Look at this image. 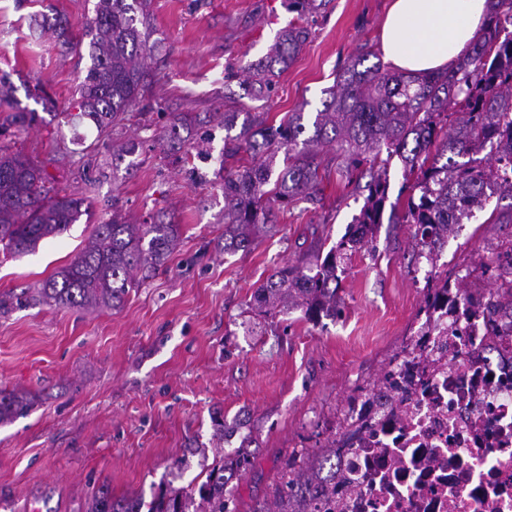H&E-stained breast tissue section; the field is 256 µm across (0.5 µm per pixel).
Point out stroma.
I'll use <instances>...</instances> for the list:
<instances>
[{
  "instance_id": "stroma-1",
  "label": "stroma",
  "mask_w": 512,
  "mask_h": 512,
  "mask_svg": "<svg viewBox=\"0 0 512 512\" xmlns=\"http://www.w3.org/2000/svg\"><path fill=\"white\" fill-rule=\"evenodd\" d=\"M95 0H0V86L24 126H5L14 143L45 162L70 192L93 182L89 223L71 225L35 251L0 258V295H18L67 265L95 224L120 210L138 224L163 212L181 224L164 268L130 289L116 310L42 305L0 313V389L29 408L0 423V512H86L91 495L151 497L170 484L191 489L205 479L200 452L216 445V419L232 430L224 452L246 450L247 468L226 472L232 512H255L290 454L325 446L340 429L347 401L382 378L391 357L419 327L429 267L481 288L512 269L479 265L512 242V201L490 200L449 236L435 265L417 257L407 224H380L369 245L347 261L336 313L311 322L301 311L262 314L255 289L276 269L333 244L359 214L366 179L336 172V152L322 155L317 203L272 215L270 234L247 251L224 250L222 102L265 112L322 107L346 61L379 52L390 0H326L298 56L269 99L252 98L227 65L266 56L280 30L296 21L287 0H151L161 46L147 61L153 82L145 104H162L139 123L100 139L86 118H71L72 99L90 64L88 45L61 47L40 23L67 19L73 35ZM199 115L194 133L208 159L156 147L167 113ZM144 142L132 161L113 162L112 144ZM498 223H488L489 214Z\"/></svg>"
}]
</instances>
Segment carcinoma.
Segmentation results:
<instances>
[{
	"instance_id": "obj_1",
	"label": "carcinoma",
	"mask_w": 512,
	"mask_h": 512,
	"mask_svg": "<svg viewBox=\"0 0 512 512\" xmlns=\"http://www.w3.org/2000/svg\"><path fill=\"white\" fill-rule=\"evenodd\" d=\"M316 2L288 0V9L303 19L316 12ZM149 8L150 0H96L94 14L83 23L77 43L89 39L90 65L77 104L102 134L137 116L134 109L147 88L145 59L153 49ZM309 34V27L293 22L283 28L271 53L248 68L249 84L270 94L273 78L288 68ZM365 61L363 54L347 62L317 112L301 108L275 125L263 112L224 107L219 170L226 253L249 248L269 231L270 204L285 210L316 200L323 148L336 147L347 180L366 171L371 176L364 205L336 245L305 264L275 270L256 289L252 308L260 312L299 309L312 322L335 314L342 261L372 241L387 207L391 223L415 225V248L431 263L448 236L484 210L490 197L512 200V0H494L484 26L450 71L410 76ZM193 121L188 112L172 114L167 140L184 143L180 130ZM485 150L486 158H477ZM394 157L403 163L402 190L409 191L401 208L389 203L387 169ZM91 208V197L55 187L43 166L0 146L1 253L30 252L41 240L65 233ZM179 238L177 224H131L115 209L71 262L43 282L38 301L119 308L140 283L136 272L158 270ZM453 287L490 313L500 305L512 307V280L473 292L456 278ZM26 409L15 393L0 391V422ZM334 453L329 444L311 455L287 457L262 512H318L320 492L336 487V473H325L321 465ZM247 462L243 452L226 456L220 450L195 492L166 486L146 506L135 495L114 499L101 488L87 512H229L224 471Z\"/></svg>"
}]
</instances>
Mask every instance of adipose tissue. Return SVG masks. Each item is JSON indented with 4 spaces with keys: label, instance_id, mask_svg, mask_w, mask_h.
I'll list each match as a JSON object with an SVG mask.
<instances>
[{
    "label": "adipose tissue",
    "instance_id": "ef3b65f1",
    "mask_svg": "<svg viewBox=\"0 0 512 512\" xmlns=\"http://www.w3.org/2000/svg\"><path fill=\"white\" fill-rule=\"evenodd\" d=\"M490 0H391L381 52L392 70L419 75L453 67L486 21Z\"/></svg>",
    "mask_w": 512,
    "mask_h": 512
}]
</instances>
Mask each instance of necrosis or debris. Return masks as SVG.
<instances>
[{
	"label": "necrosis or debris",
	"instance_id": "necrosis-or-debris-1",
	"mask_svg": "<svg viewBox=\"0 0 512 512\" xmlns=\"http://www.w3.org/2000/svg\"><path fill=\"white\" fill-rule=\"evenodd\" d=\"M433 317L385 397L349 401L330 512H512V310L455 292Z\"/></svg>",
	"mask_w": 512,
	"mask_h": 512
}]
</instances>
